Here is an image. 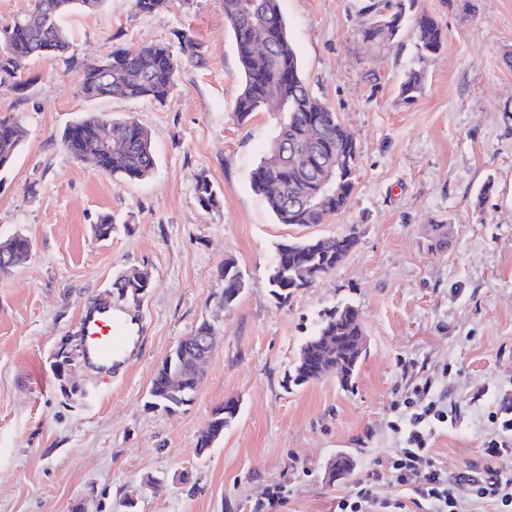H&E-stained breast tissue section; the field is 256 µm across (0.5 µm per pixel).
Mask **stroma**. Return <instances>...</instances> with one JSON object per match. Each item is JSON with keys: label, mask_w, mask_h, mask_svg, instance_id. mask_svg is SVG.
Returning a JSON list of instances; mask_svg holds the SVG:
<instances>
[{"label": "stroma", "mask_w": 512, "mask_h": 512, "mask_svg": "<svg viewBox=\"0 0 512 512\" xmlns=\"http://www.w3.org/2000/svg\"><path fill=\"white\" fill-rule=\"evenodd\" d=\"M369 2L281 0L311 91L357 142L350 201L322 224L277 223L251 188L279 116L241 122L233 112L240 71L222 0H166L150 14L104 0L64 22L72 65L31 60L29 90L0 91V116L26 129L0 174V240L21 234L33 245L0 271V512H337L358 479L396 456V404L427 381L459 410L432 441L435 466L452 478L486 469L492 414L512 406V0H416L446 44L410 103L400 81L412 27L396 44L364 41ZM184 35L200 56L183 59L165 103L81 94L83 61L147 43L175 50ZM100 112L151 131V178L113 179L65 149V126ZM202 175L218 207L199 205ZM106 214L117 230L103 241L92 226ZM435 224L448 227L440 251L430 247ZM352 231L358 243L333 273L274 299L278 244ZM228 257L247 286L227 309L217 269ZM133 268L150 275L131 308L142 318L137 348L108 382L74 363L68 379L80 392L66 397L53 367L61 338L77 336L90 299ZM345 303L367 337L355 379L288 387L301 345ZM204 321L219 339L193 402L148 407L157 367ZM230 399L236 419L199 450ZM341 453L353 469L329 479ZM277 490L283 500L269 507Z\"/></svg>", "instance_id": "obj_1"}]
</instances>
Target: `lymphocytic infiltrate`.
I'll list each match as a JSON object with an SVG mask.
<instances>
[{"label": "lymphocytic infiltrate", "mask_w": 512, "mask_h": 512, "mask_svg": "<svg viewBox=\"0 0 512 512\" xmlns=\"http://www.w3.org/2000/svg\"><path fill=\"white\" fill-rule=\"evenodd\" d=\"M410 416L394 421L391 429L402 437L396 457L371 479L357 480L352 494L342 499L340 512H379L381 507L371 488V480L392 477L410 491V503L417 512H466L467 501L493 496L501 503L500 512H512V487L502 485L494 469H486L483 478L461 475L448 478L428 458L429 440L436 429L447 425L450 416L442 399L429 396L428 387L415 390Z\"/></svg>", "instance_id": "f902f5d3"}]
</instances>
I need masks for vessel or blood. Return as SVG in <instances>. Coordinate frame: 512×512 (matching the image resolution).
I'll return each mask as SVG.
<instances>
[{"label":"vessel or blood","mask_w":512,"mask_h":512,"mask_svg":"<svg viewBox=\"0 0 512 512\" xmlns=\"http://www.w3.org/2000/svg\"><path fill=\"white\" fill-rule=\"evenodd\" d=\"M80 357L104 375H111L112 364L129 340L126 318L112 305L111 294H104L80 320Z\"/></svg>","instance_id":"1"}]
</instances>
